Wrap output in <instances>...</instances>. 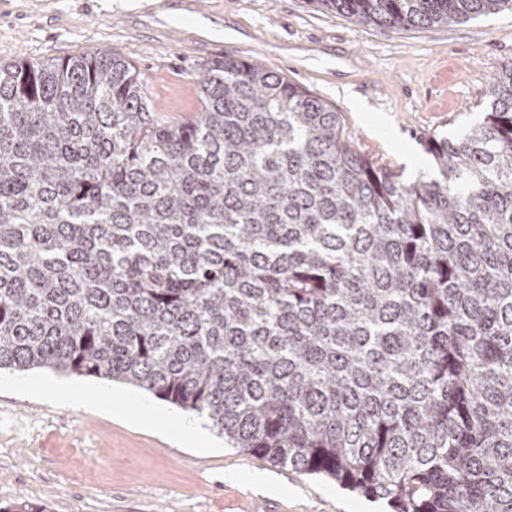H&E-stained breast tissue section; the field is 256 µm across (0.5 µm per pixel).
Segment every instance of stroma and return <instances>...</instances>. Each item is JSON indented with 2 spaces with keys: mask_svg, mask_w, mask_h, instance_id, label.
Returning <instances> with one entry per match:
<instances>
[{
  "mask_svg": "<svg viewBox=\"0 0 512 512\" xmlns=\"http://www.w3.org/2000/svg\"><path fill=\"white\" fill-rule=\"evenodd\" d=\"M108 52L133 62L164 125L190 121L205 64L234 58L280 73L340 112L365 157L413 181L429 175L433 136L482 120L490 82L512 63V12L449 27L359 24L309 0H0V63ZM0 376L55 383L44 396L0 388V503L45 512H392L335 481L238 448H188L139 403L197 421L139 388L47 369ZM88 392L85 402L69 394ZM281 482L273 494L254 473Z\"/></svg>",
  "mask_w": 512,
  "mask_h": 512,
  "instance_id": "1",
  "label": "stroma"
}]
</instances>
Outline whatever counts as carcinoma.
<instances>
[{"label":"carcinoma","mask_w":512,"mask_h":512,"mask_svg":"<svg viewBox=\"0 0 512 512\" xmlns=\"http://www.w3.org/2000/svg\"><path fill=\"white\" fill-rule=\"evenodd\" d=\"M450 26L512 0H313ZM415 181L259 65L159 124L105 52L0 63V370L93 376L393 512H512V64Z\"/></svg>","instance_id":"1"}]
</instances>
